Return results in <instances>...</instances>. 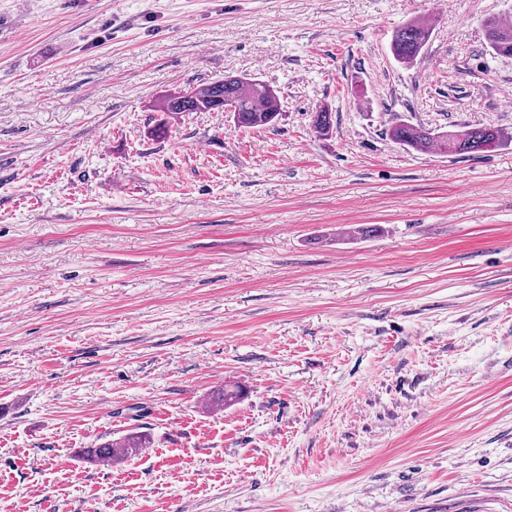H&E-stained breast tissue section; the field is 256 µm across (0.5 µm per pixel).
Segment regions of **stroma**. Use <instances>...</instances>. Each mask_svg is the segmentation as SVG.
Segmentation results:
<instances>
[{
  "mask_svg": "<svg viewBox=\"0 0 512 512\" xmlns=\"http://www.w3.org/2000/svg\"><path fill=\"white\" fill-rule=\"evenodd\" d=\"M490 15L512 0H0V512H512V146L385 135L512 131ZM228 73L274 126L153 136ZM432 31L429 21L417 18L396 29L390 42L394 59L406 66L414 64L428 44ZM232 106L234 124L238 128L262 129L272 125L281 114L282 104L275 90L259 80L236 75L202 84L186 92L168 94L154 103L155 112L163 118L153 134L167 133L168 119L183 112H224V103ZM385 134L393 143L407 149L460 156L492 152L512 143V133L509 136L491 125H463L455 130L438 132L420 123L400 121ZM147 443V438L138 433H131L118 441L108 442L105 444L94 445L91 448H84L81 450L80 456L88 463L99 462L100 468H105L111 465L109 460H102L104 457H118L123 456L120 461L135 455L141 448H144ZM102 460V461H101Z\"/></svg>",
  "mask_w": 512,
  "mask_h": 512,
  "instance_id": "stroma-1",
  "label": "stroma"
}]
</instances>
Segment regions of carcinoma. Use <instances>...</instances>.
Returning <instances> with one entry per match:
<instances>
[{
    "mask_svg": "<svg viewBox=\"0 0 512 512\" xmlns=\"http://www.w3.org/2000/svg\"><path fill=\"white\" fill-rule=\"evenodd\" d=\"M487 47L501 57H512V24L496 16L482 22ZM432 24L427 20L412 19L396 29L390 42L395 60L410 66L423 53L432 35ZM232 106L234 124L239 128H266L281 114L282 104L275 90L259 80L226 75L186 92L168 94L154 103V111L163 114L153 134L167 133L168 119L183 112H222L224 105ZM313 127L321 135L332 128V113L326 109L313 116ZM395 144L424 152L473 155L499 150L512 144V135L495 126L463 125L454 130L439 132L423 124L400 121L385 131ZM147 438L131 433L118 441L95 445L81 450L80 456L88 463H97L105 457L128 458L145 447Z\"/></svg>",
    "mask_w": 512,
    "mask_h": 512,
    "instance_id": "carcinoma-1",
    "label": "carcinoma"
}]
</instances>
